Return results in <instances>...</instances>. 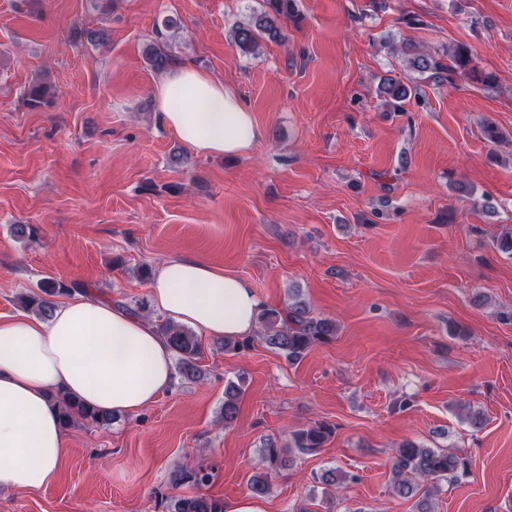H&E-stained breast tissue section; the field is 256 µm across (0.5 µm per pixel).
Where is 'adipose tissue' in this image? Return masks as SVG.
Listing matches in <instances>:
<instances>
[{"instance_id": "1", "label": "adipose tissue", "mask_w": 512, "mask_h": 512, "mask_svg": "<svg viewBox=\"0 0 512 512\" xmlns=\"http://www.w3.org/2000/svg\"><path fill=\"white\" fill-rule=\"evenodd\" d=\"M159 122L206 155L237 156L263 137L238 94L189 63L153 87ZM154 308L199 335L248 336L262 302L237 275L196 258L175 257L156 271ZM174 384L173 352L154 323L80 293L51 317L0 319V489L55 482L65 430L52 396L133 416Z\"/></svg>"}]
</instances>
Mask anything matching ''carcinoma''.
<instances>
[{
  "instance_id": "obj_1",
  "label": "carcinoma",
  "mask_w": 512,
  "mask_h": 512,
  "mask_svg": "<svg viewBox=\"0 0 512 512\" xmlns=\"http://www.w3.org/2000/svg\"><path fill=\"white\" fill-rule=\"evenodd\" d=\"M269 11L253 14L245 24H240L233 31V41L245 54H253L259 46L260 39L268 37L277 39L281 36L280 19L294 20L298 17L295 0H266ZM167 35L157 31L156 41L148 44L145 58L156 71H163L171 63L166 47ZM406 67L427 74V78L436 83H455L457 80H471L486 87L497 83L492 73H484L473 64L472 51L464 44H457L448 49L447 57H436L424 53L412 44L401 47ZM415 85H406L390 77L387 79L385 101L397 110L401 104L416 95ZM27 104L32 108L48 107L53 94L48 84L41 82L30 86L26 93ZM20 304L26 309L47 316L53 303L42 298L23 295ZM258 338L268 348L283 354L291 362L301 360L311 347L336 335L335 322L327 317H316L305 302L295 299L282 310L261 307L257 316ZM160 333L166 338L177 359V372L184 380H196L201 377L199 360L202 346L198 337L168 320L158 323ZM249 337H224V353L236 355L251 346ZM240 387L228 383L224 388V422H233L238 415ZM55 402L64 427L72 426L77 420H85L97 425H107L112 415L89 408L65 393H56ZM333 434V427L327 422L302 427L292 432L288 443L282 445L273 438L263 442V450L258 467L248 481V490L255 497H264L270 490V479L290 466V450L295 449L306 455L321 451ZM469 472V461L454 453L439 448H427L414 441L407 440L400 444L392 464L393 491L404 498L415 496L419 483H428L426 493L417 501V512H430L428 493L435 488V482L445 480L454 482ZM214 479L213 470L207 467L185 474H173L172 482L178 485L186 480L198 487L209 485ZM169 512H224V502L205 494L172 498L167 505Z\"/></svg>"
}]
</instances>
